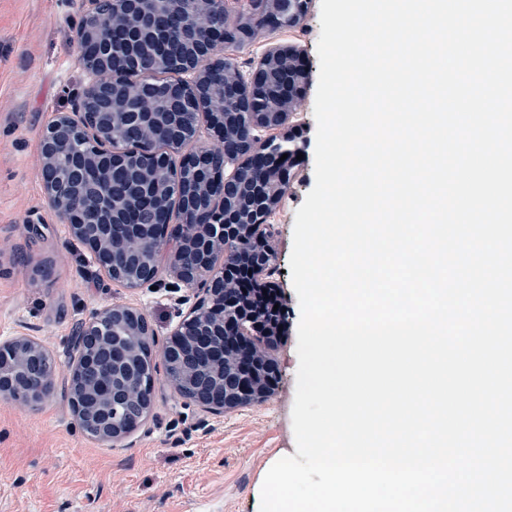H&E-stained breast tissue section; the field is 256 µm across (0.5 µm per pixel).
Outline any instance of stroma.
Returning a JSON list of instances; mask_svg holds the SVG:
<instances>
[{"label": "stroma", "instance_id": "1", "mask_svg": "<svg viewBox=\"0 0 512 512\" xmlns=\"http://www.w3.org/2000/svg\"><path fill=\"white\" fill-rule=\"evenodd\" d=\"M320 0L298 27L258 32L219 54L250 71L274 44L303 47L311 83L298 102L299 180L267 222L276 246L288 334L274 353V395L213 414L167 379L162 348L199 289L162 267L155 286L113 283L48 205L40 179V133L74 108L87 80L77 61L82 0H0V341L26 337L56 360L52 390L35 406L0 396V512H258L270 463L295 448L292 409L299 365L300 306L288 271L295 212L315 183L314 101L320 63ZM143 310L154 336L150 415L121 440H96L70 402L79 326L97 309Z\"/></svg>", "mask_w": 512, "mask_h": 512}]
</instances>
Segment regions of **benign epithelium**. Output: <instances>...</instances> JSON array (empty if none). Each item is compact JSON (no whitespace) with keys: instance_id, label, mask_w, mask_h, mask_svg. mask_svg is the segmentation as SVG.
Wrapping results in <instances>:
<instances>
[{"instance_id":"7a95c632","label":"benign epithelium","mask_w":512,"mask_h":512,"mask_svg":"<svg viewBox=\"0 0 512 512\" xmlns=\"http://www.w3.org/2000/svg\"><path fill=\"white\" fill-rule=\"evenodd\" d=\"M162 2L173 16L182 10L184 0H85L86 9L78 31V62L88 81L77 96L75 108L55 116L41 132V182L50 207L68 224L72 236L94 255L96 264L112 275L113 258L120 252L126 258L143 260V254L160 246L158 256L175 266V277L192 288L201 287L204 298L193 314L182 319L163 349L166 364L175 368L170 379L190 382L189 401L213 412L238 405L228 400L232 386L213 387L200 374L196 355L208 351L219 363L235 365L236 359L224 351V334L210 321H224L222 301L223 268L212 264L214 252L224 249V212L241 210L244 197L241 182L244 170L225 168L234 160L224 156L222 146L237 136L241 117L248 115L256 134L249 143L247 157L275 160L268 167L266 181L259 191L263 213L278 207L279 185L299 175L298 149L293 147L302 125L290 123L295 105L303 97L310 78L306 52L297 45H278L267 49L245 79L231 77L225 92L234 96L239 111H224L222 100L207 98L206 72L222 68L224 59L217 50L226 40L224 28L213 16L224 13V0H196L197 7L186 23L160 22L148 4ZM293 0H251L254 10L274 17L286 13ZM173 47L174 58L189 49L197 60L185 62V68L168 82H158L147 73L145 61L157 47ZM286 56L296 73V82L288 86L274 112L253 110L264 75V66ZM179 113L182 120L162 126L152 122L159 100ZM121 117L133 132L134 144L117 147L112 143V124ZM205 121L217 146L186 151L193 128ZM261 131L278 135L263 138ZM287 158H282V155ZM138 167L153 176H179L176 198L171 185L157 184L150 207L142 210V220L132 219L137 200L122 189L114 190L106 174L115 167ZM96 175L100 188L94 194L80 191ZM218 196L222 211L202 212L198 208L203 195ZM158 263L140 264L139 279L123 280L126 288H139L155 281ZM151 336L145 313L131 315L120 305L92 312L78 333L79 356L72 370L77 395L73 405L87 433L109 441L118 427L112 413L118 412L135 429L147 418L141 392L134 383L140 376L135 349L120 342L125 332ZM56 361L39 343L24 347L13 339L0 342V393L27 401L48 393Z\"/></svg>"}]
</instances>
